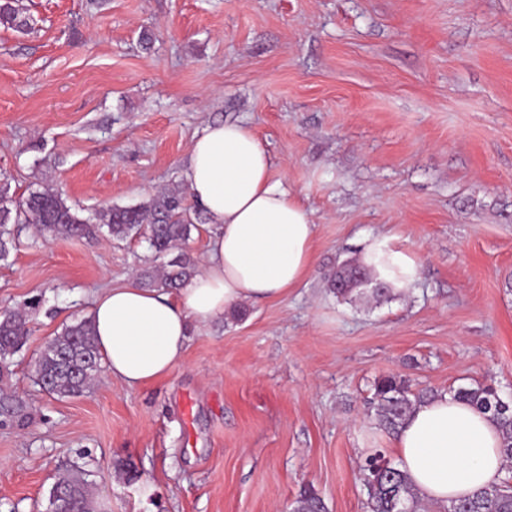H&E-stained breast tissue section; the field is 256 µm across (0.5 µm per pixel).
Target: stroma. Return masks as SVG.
Returning <instances> with one entry per match:
<instances>
[{
    "instance_id": "1",
    "label": "stroma",
    "mask_w": 512,
    "mask_h": 512,
    "mask_svg": "<svg viewBox=\"0 0 512 512\" xmlns=\"http://www.w3.org/2000/svg\"><path fill=\"white\" fill-rule=\"evenodd\" d=\"M0 25V181L91 212L175 182L195 137L246 125L312 213L313 265L246 316L193 327L183 364L127 389L41 390L40 351L97 293L154 265L146 237L15 228L0 309L30 334L0 371V512H46L83 472L96 512H368L392 457L375 379L512 400V0H21ZM154 32L143 45L140 32ZM384 232L415 253L381 302L328 279Z\"/></svg>"
}]
</instances>
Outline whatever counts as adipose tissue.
I'll return each instance as SVG.
<instances>
[{
	"label": "adipose tissue",
	"instance_id": "ef3b65f1",
	"mask_svg": "<svg viewBox=\"0 0 512 512\" xmlns=\"http://www.w3.org/2000/svg\"><path fill=\"white\" fill-rule=\"evenodd\" d=\"M185 179L208 216L201 270L174 293L129 278L93 303L106 368L130 388L168 377L183 363L192 325L223 318L246 301L288 294L313 264L310 211L273 180L269 153L242 123L208 125L190 147ZM363 261L398 291L419 276L418 257L388 236L367 237ZM502 446L490 415L441 391L406 417L393 454L418 496L444 506L512 474Z\"/></svg>",
	"mask_w": 512,
	"mask_h": 512
}]
</instances>
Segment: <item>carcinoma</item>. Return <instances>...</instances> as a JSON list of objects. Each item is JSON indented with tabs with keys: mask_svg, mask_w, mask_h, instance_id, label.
Here are the masks:
<instances>
[{
	"mask_svg": "<svg viewBox=\"0 0 512 512\" xmlns=\"http://www.w3.org/2000/svg\"><path fill=\"white\" fill-rule=\"evenodd\" d=\"M18 0H0V23L15 28L28 26L16 6ZM201 209L191 199L187 188L173 184L143 203L130 206H106L81 217L62 198L60 192L41 187L27 195L9 194L8 184L0 186V260H5L14 244L16 224H35L45 239L57 236L94 238L105 232L114 240L135 235L147 236L156 257H169L160 266L145 267L138 273L148 288H177L189 280L195 270V258L187 250L192 230L198 228ZM379 277L362 264L343 263L329 278V288L336 296L353 299L363 295L362 280ZM28 336L26 322L12 314L0 319V366L6 368ZM40 372L48 380L49 392L57 396H75L86 390L100 369L99 351L92 320L81 318L64 327L38 357ZM374 402L379 424L395 431L414 405L428 397L424 391L412 392L405 381L386 375L374 382ZM478 410L490 414L503 436V454L512 464V402L504 400L492 385L476 384L454 390ZM370 512H418L419 503L405 476L379 452L366 460L363 468ZM65 497L69 512H94L87 481L80 473L59 476L52 491ZM325 505L312 489H305L297 499L294 512H324ZM448 512H512V483L504 482L453 500Z\"/></svg>",
	"mask_w": 512,
	"mask_h": 512,
	"instance_id": "1",
	"label": "carcinoma"
}]
</instances>
